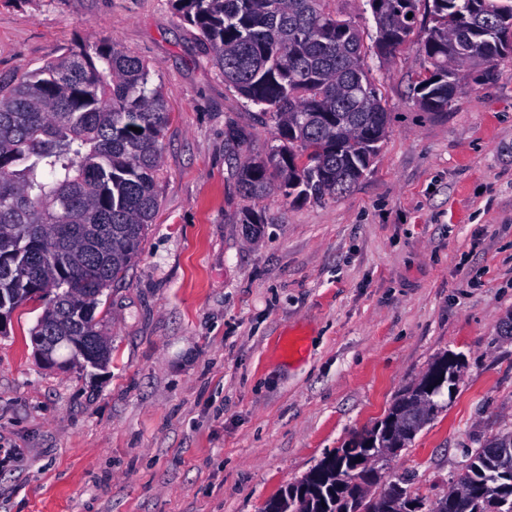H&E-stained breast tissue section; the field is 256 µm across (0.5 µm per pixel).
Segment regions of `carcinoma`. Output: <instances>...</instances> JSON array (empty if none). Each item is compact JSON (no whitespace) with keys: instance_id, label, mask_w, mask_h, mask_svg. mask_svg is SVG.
Instances as JSON below:
<instances>
[{"instance_id":"1","label":"carcinoma","mask_w":512,"mask_h":512,"mask_svg":"<svg viewBox=\"0 0 512 512\" xmlns=\"http://www.w3.org/2000/svg\"><path fill=\"white\" fill-rule=\"evenodd\" d=\"M173 2L199 30L224 85L280 131V144L237 168L239 190L317 200L348 192L389 129L355 22L327 10L326 0ZM369 2L377 54L392 55L414 33L419 0ZM431 13L436 25L421 41L427 76L413 91L423 111L438 113L448 111L449 87L466 72L512 53V0H432ZM167 122L148 65L113 42L80 44L0 86V290L14 296L6 319L44 298L31 335L46 323L83 336L109 363L95 311L103 290L125 277L158 212ZM420 402V387L408 386L373 427L375 447H393L385 434L390 419L410 443L441 408ZM367 453L356 439L326 453L267 512H402L411 492L400 479L368 495L336 482V471ZM467 457L475 492L462 512H512V430Z\"/></svg>"}]
</instances>
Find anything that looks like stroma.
<instances>
[{"instance_id": "obj_1", "label": "stroma", "mask_w": 512, "mask_h": 512, "mask_svg": "<svg viewBox=\"0 0 512 512\" xmlns=\"http://www.w3.org/2000/svg\"><path fill=\"white\" fill-rule=\"evenodd\" d=\"M430 9L369 60L390 125L368 171L315 201L240 193L237 165L277 131L172 0H0L1 84L115 41L169 110L158 213L96 309L108 367L41 364L37 299L0 334V512H263L446 352L464 360L457 389L382 481L406 477L433 506L464 449L512 428V54L468 75L448 112L422 111Z\"/></svg>"}]
</instances>
